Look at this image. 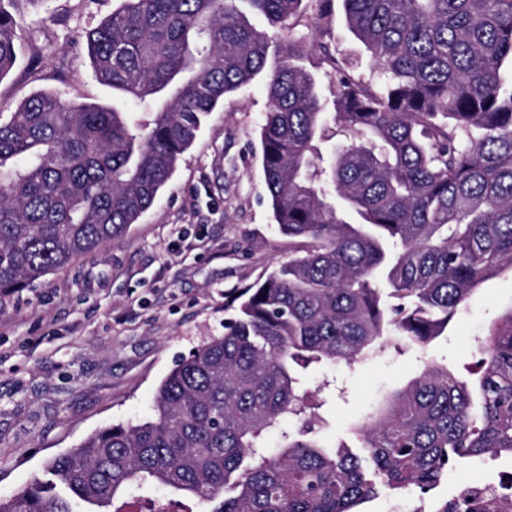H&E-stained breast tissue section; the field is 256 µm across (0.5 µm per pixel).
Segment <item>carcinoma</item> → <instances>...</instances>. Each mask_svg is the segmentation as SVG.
<instances>
[{"instance_id": "cac0c4a2", "label": "carcinoma", "mask_w": 512, "mask_h": 512, "mask_svg": "<svg viewBox=\"0 0 512 512\" xmlns=\"http://www.w3.org/2000/svg\"><path fill=\"white\" fill-rule=\"evenodd\" d=\"M239 2L122 0L87 33L115 104L40 92L0 114V295L122 240L203 119L260 74L265 190L300 244L175 365L150 418L50 458L0 512H352L512 453V311L476 340L472 380L426 366L354 425L353 448L322 437L304 378L428 345L512 268V0H342L381 80L336 68L331 114L290 24L303 0H245L264 30ZM16 38L0 0V78ZM145 484L161 494L140 498Z\"/></svg>"}]
</instances>
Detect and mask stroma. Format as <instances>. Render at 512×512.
I'll use <instances>...</instances> for the list:
<instances>
[{
	"instance_id": "stroma-1",
	"label": "stroma",
	"mask_w": 512,
	"mask_h": 512,
	"mask_svg": "<svg viewBox=\"0 0 512 512\" xmlns=\"http://www.w3.org/2000/svg\"><path fill=\"white\" fill-rule=\"evenodd\" d=\"M120 0H8L18 38L14 67L0 78V113L38 91H60L108 106L112 90L90 66L85 35ZM303 0L295 32L314 31L305 66L331 104L337 67L369 77L362 45L348 30L342 0L316 27ZM268 110L263 79L227 95L150 209L118 243L75 258L17 293L0 296V498L24 491L49 458L92 433L135 424L177 362L223 335L245 287L284 264L293 246L274 222L260 164L259 127ZM512 308V270L486 280L443 336L427 347L387 349L354 366L309 373L324 389V433L350 440L361 414L403 388L427 364L463 377L477 336Z\"/></svg>"
}]
</instances>
